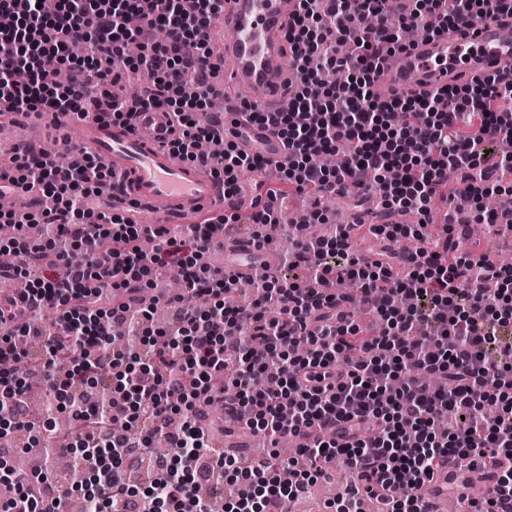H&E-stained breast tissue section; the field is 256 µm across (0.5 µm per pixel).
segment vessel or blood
Returning a JSON list of instances; mask_svg holds the SVG:
<instances>
[{"mask_svg": "<svg viewBox=\"0 0 512 512\" xmlns=\"http://www.w3.org/2000/svg\"><path fill=\"white\" fill-rule=\"evenodd\" d=\"M297 5L298 0H224V34L208 36L224 57V95L232 105L224 115V128L247 125L249 137L239 141V150L261 155L271 168L285 162L286 149L274 128L249 122L248 114L276 112L285 106L291 65L287 33ZM510 69L512 18L504 16L477 23L465 36L451 30L415 41L394 62L382 64L374 91L384 100L423 95L491 70ZM164 121L163 112L151 111L115 124L92 109L82 120L77 150L91 153L119 177L118 207L134 212L157 207L164 219L182 224L202 214L223 215V181L169 152ZM248 252L259 263L275 262L273 253L253 251L245 243L228 244L225 272L248 275L249 267L232 262L235 255ZM498 471L491 464L471 471L459 461H442L421 488V503L431 510L448 495L465 494L471 481L494 490Z\"/></svg>", "mask_w": 512, "mask_h": 512, "instance_id": "1", "label": "vessel or blood"}]
</instances>
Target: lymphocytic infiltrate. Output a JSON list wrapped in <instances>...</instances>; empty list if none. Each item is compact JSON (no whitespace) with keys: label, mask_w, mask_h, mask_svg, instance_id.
I'll list each match as a JSON object with an SVG mask.
<instances>
[{"label":"lymphocytic infiltrate","mask_w":512,"mask_h":512,"mask_svg":"<svg viewBox=\"0 0 512 512\" xmlns=\"http://www.w3.org/2000/svg\"><path fill=\"white\" fill-rule=\"evenodd\" d=\"M343 2L298 0L288 28L293 109L251 115L276 129L288 160L249 214L229 209L215 224H139L114 212L112 172L93 156L73 167L44 148L12 161L15 174L0 196L17 186L55 205L20 217L0 210V223L14 229L4 244L13 262L0 267V325L15 329L0 336V359L26 364L20 373L0 371V407L9 411V430L34 431L25 393L36 382L51 387L55 410L72 414L84 470L97 478L92 512H141L144 502L155 512H246L247 495H224L232 477L264 485L262 512H284L338 462L353 479L327 512H361L367 496L390 512H423L419 490L438 458L512 459V344L499 336L512 326V266L463 250L462 238L450 234L428 248L413 225L362 223L315 236L291 225L296 244L282 273L242 281L198 262L228 231L246 230L256 247L269 245L260 229L278 228L270 203L290 189L322 199L348 182L366 185L383 209L426 219L453 171L456 198L500 196L484 218L512 223V185L502 184L512 176V155L499 149L512 140V114L497 109L512 102V72L419 97L383 100L373 91L385 54L405 45L402 29L471 28L512 15V0H410L399 14L392 0H356L350 13ZM37 3L0 0V115L79 118L97 107L125 123L160 109L173 152L223 177L225 199L240 197L241 172L263 170L261 158L234 142L223 154L208 151L220 134L196 116L219 93L224 58L204 31L224 0H57L50 15ZM345 40L354 44L347 57L337 51ZM75 42L84 44L82 56L71 55ZM130 66L149 78L132 101L109 91ZM92 85L105 87L103 98L90 97ZM321 152L335 154L334 167L312 165ZM364 231L418 244L373 260L351 249L352 235ZM146 237L156 242L148 253L140 247ZM34 256L49 273L17 293L13 284L27 277ZM170 273L186 293L172 301V327L154 332L140 294ZM344 280L357 283V294L336 291ZM407 290L410 307L397 302ZM357 301L382 330L361 329L351 311ZM47 310L57 315L52 331L37 322ZM115 322L128 329L129 351L109 346ZM205 402L223 405L225 422L273 444L316 427L330 432L300 446L309 466L284 483L265 461L245 466L233 453L211 455ZM449 414L455 426L441 429ZM159 439L169 454L154 453ZM132 456L152 475L142 495L126 479ZM201 480L209 486L203 499L193 493ZM0 482L14 490L0 512H57L59 497L33 494L5 456Z\"/></svg>","instance_id":"lymphocytic-infiltrate-1"}]
</instances>
